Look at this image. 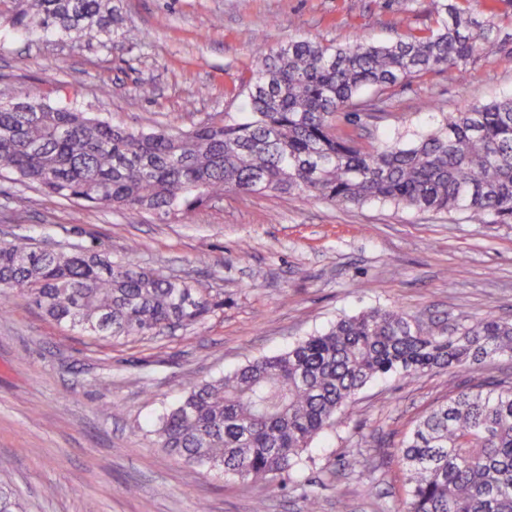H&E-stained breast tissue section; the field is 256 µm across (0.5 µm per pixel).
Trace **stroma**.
<instances>
[{"mask_svg":"<svg viewBox=\"0 0 512 512\" xmlns=\"http://www.w3.org/2000/svg\"><path fill=\"white\" fill-rule=\"evenodd\" d=\"M120 44L0 28V102L33 93L134 130L188 128L240 105L255 38L386 42L433 26V0H112ZM222 26H212L214 16ZM109 86L111 97L100 94ZM512 94V59L431 72L392 88L379 131L421 130L465 103ZM73 204L0 178V241L47 235L95 245L187 277L211 301L204 323L109 342L58 325L23 297L0 305V486L24 512H397V455L415 420L450 392L512 377L495 356L455 374L387 375L367 384L315 439L283 487L189 471L153 433L190 383L233 373L327 329L340 315L399 307L444 334L492 313L512 320V224L388 205L340 207L301 195H225L184 221ZM374 472L367 481L351 457ZM137 486L128 495L126 486Z\"/></svg>","mask_w":512,"mask_h":512,"instance_id":"stroma-1","label":"stroma"}]
</instances>
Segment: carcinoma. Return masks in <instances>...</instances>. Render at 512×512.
<instances>
[{
	"label": "carcinoma",
	"mask_w": 512,
	"mask_h": 512,
	"mask_svg": "<svg viewBox=\"0 0 512 512\" xmlns=\"http://www.w3.org/2000/svg\"><path fill=\"white\" fill-rule=\"evenodd\" d=\"M0 26L112 43L111 0H8ZM435 26L389 43L299 38L259 48L236 97L242 107L187 128L130 130L76 104L38 112L0 106V175L82 210L187 216L226 193L303 194L349 207L368 202L417 212L466 211L512 223V96L467 103L413 137L365 147L356 128L399 85L426 73L459 78L477 59L506 54L501 5L474 12L436 0ZM371 91L374 99L364 98ZM25 236L0 243V288L51 321L101 339L162 336L203 323L211 303L193 282L127 256L60 244L49 254ZM512 354V320L492 313L455 336L423 328L398 307L343 316L326 332L263 356L229 376L196 383L164 413L159 447L196 468L274 484L373 379L453 371ZM398 463L400 512H512V381L464 387L416 422Z\"/></svg>",
	"instance_id": "1"
}]
</instances>
